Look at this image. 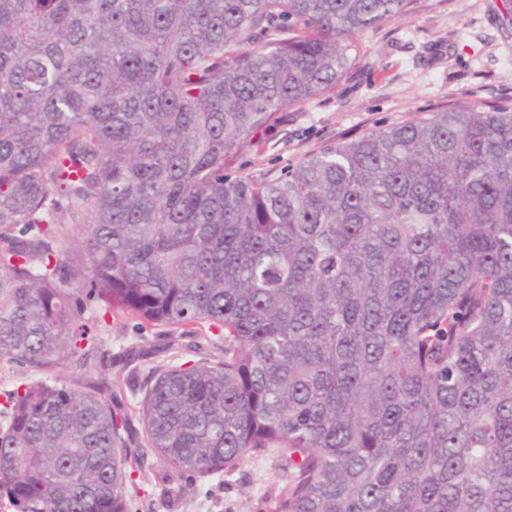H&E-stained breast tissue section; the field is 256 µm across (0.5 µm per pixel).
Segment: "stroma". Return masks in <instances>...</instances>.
<instances>
[{
  "label": "stroma",
  "instance_id": "35a3bbf8",
  "mask_svg": "<svg viewBox=\"0 0 512 512\" xmlns=\"http://www.w3.org/2000/svg\"><path fill=\"white\" fill-rule=\"evenodd\" d=\"M502 0H416L414 10L357 42L355 65L327 98L292 109L231 166L257 180L277 177L312 151L406 123L471 100L512 107V27ZM91 335L119 353L137 344L132 323L89 322ZM133 512H271L288 490V464L269 449L214 477L173 473L148 454Z\"/></svg>",
  "mask_w": 512,
  "mask_h": 512
}]
</instances>
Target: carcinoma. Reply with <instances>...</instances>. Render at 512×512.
Returning <instances> with one entry per match:
<instances>
[{"mask_svg":"<svg viewBox=\"0 0 512 512\" xmlns=\"http://www.w3.org/2000/svg\"><path fill=\"white\" fill-rule=\"evenodd\" d=\"M414 2L0 0V360L41 373L3 393L0 507L131 512L148 450L213 476L275 448L274 512H512V109L226 174ZM97 307L224 357L116 412L112 380L54 370L175 341L114 356Z\"/></svg>","mask_w":512,"mask_h":512,"instance_id":"cac0c4a2","label":"carcinoma"}]
</instances>
